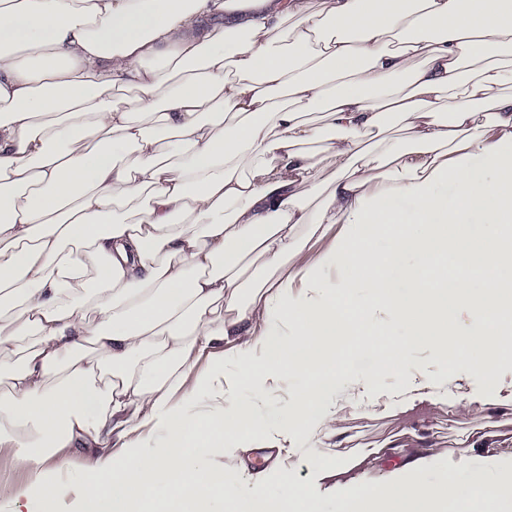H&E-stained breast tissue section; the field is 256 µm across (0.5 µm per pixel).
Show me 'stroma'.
Instances as JSON below:
<instances>
[{"label": "stroma", "instance_id": "obj_1", "mask_svg": "<svg viewBox=\"0 0 512 512\" xmlns=\"http://www.w3.org/2000/svg\"><path fill=\"white\" fill-rule=\"evenodd\" d=\"M367 368V362L357 359L350 360L347 365L350 384L334 397L335 404L341 408L339 435L324 437L300 425L293 430L287 447L280 449L271 463L260 464V454L256 450L244 452L243 457L250 469L260 468L265 472L260 492L281 493L280 473L286 470L291 473L295 485L303 489L314 512H340L339 502L346 492L360 481H379L402 463L405 450L421 442L432 449L440 462L451 458L459 460L468 454L464 440L471 434L494 433L496 455L512 462V408L501 413L485 408L481 399L486 388L480 377L465 372L458 380L455 394L470 401L467 412L459 415L448 413L428 400L407 411L394 409L365 414L357 411L351 400L358 393L357 383ZM390 438L398 440L399 451L353 465L358 449L374 447ZM338 457L346 462L347 467L339 477L341 486L336 489L319 479L315 465L317 460L332 461Z\"/></svg>", "mask_w": 512, "mask_h": 512}]
</instances>
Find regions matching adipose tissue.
Masks as SVG:
<instances>
[{"instance_id": "1", "label": "adipose tissue", "mask_w": 512, "mask_h": 512, "mask_svg": "<svg viewBox=\"0 0 512 512\" xmlns=\"http://www.w3.org/2000/svg\"><path fill=\"white\" fill-rule=\"evenodd\" d=\"M227 341L236 374H196ZM472 342L505 406L512 0H0L10 512H290L289 474L245 491L257 434H337L345 353L369 412L392 365ZM287 373L286 410L237 396ZM488 446L420 449L344 512H512ZM26 472L7 451H0V485L4 488L20 485L24 482Z\"/></svg>"}]
</instances>
